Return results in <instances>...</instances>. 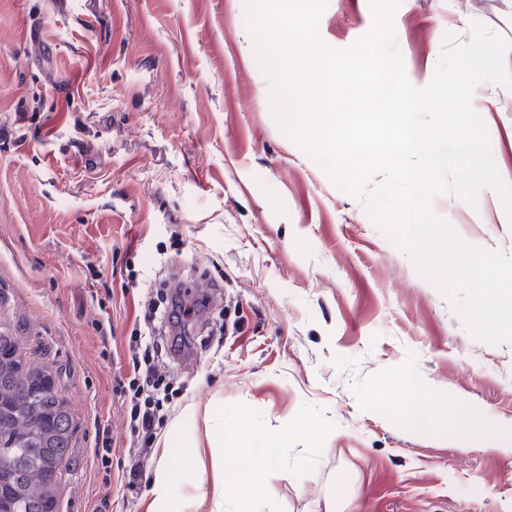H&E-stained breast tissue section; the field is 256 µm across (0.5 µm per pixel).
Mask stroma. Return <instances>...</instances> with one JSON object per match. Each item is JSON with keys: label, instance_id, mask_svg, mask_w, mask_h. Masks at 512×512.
<instances>
[{"label": "stroma", "instance_id": "1", "mask_svg": "<svg viewBox=\"0 0 512 512\" xmlns=\"http://www.w3.org/2000/svg\"><path fill=\"white\" fill-rule=\"evenodd\" d=\"M479 21L512 42V0H401L408 80ZM369 0H328L345 48ZM38 38H31L30 28ZM245 0H0V326L56 372L73 443L54 512H213L214 468L255 450L271 494L254 512H512V343L475 340L447 296L283 131ZM501 177L512 178V89L477 86ZM434 212L512 254L491 189ZM181 287L183 326L149 314ZM173 394L129 485V337ZM414 374L421 400L460 405L470 432L409 426L377 392ZM224 445L202 466L162 459L172 429ZM109 439L111 466L96 455ZM173 481L172 473L165 465L158 468L154 480L153 493L156 500H169V512H182L180 506L171 497V484Z\"/></svg>", "mask_w": 512, "mask_h": 512}]
</instances>
